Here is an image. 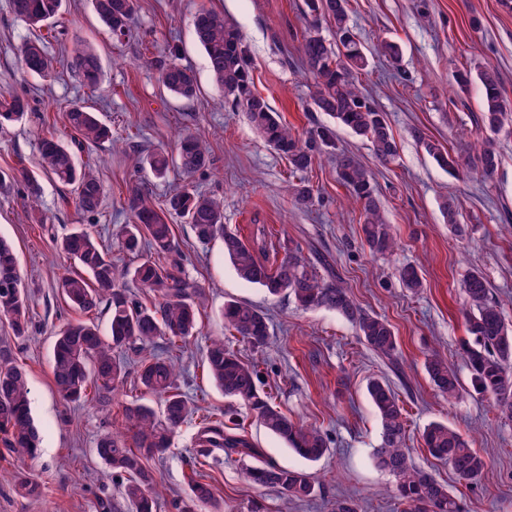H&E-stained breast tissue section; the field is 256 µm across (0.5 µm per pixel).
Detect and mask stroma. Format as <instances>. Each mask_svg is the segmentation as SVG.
<instances>
[{"mask_svg": "<svg viewBox=\"0 0 512 512\" xmlns=\"http://www.w3.org/2000/svg\"><path fill=\"white\" fill-rule=\"evenodd\" d=\"M222 12L241 31L256 91L299 136L328 123L308 97L310 78L301 65L308 29L304 0H137L126 36H113L92 0H65L51 31L47 52L56 60L47 77L25 72L21 46L33 29L0 0V97L28 98L26 121L0 128V237L17 251L19 270L30 298L32 328L14 338L0 321V354L22 366L31 386V410L42 443L36 459L21 461L0 445V512H127L123 482L98 458L101 435L122 430L119 409L141 396L128 377L111 403L78 406L56 392L50 361L54 330L80 320L79 311L58 295L56 284L72 263L56 243L75 225L91 224L103 240L116 241L130 220L123 205L129 188L139 186L154 203L184 188L224 201V222L245 239L258 228L270 232L274 247L297 245L320 274L347 286L367 312L385 317L398 341L400 368L392 370L358 338L353 325L323 308L304 310L286 297L268 296L241 280L221 245L203 247L190 225L170 217L189 273L202 285L205 308L201 332L178 361L176 384L202 412L228 413L243 424L257 448L275 464L310 472L318 486L314 498L284 506L277 491L253 484L236 457L196 459L194 423L184 424L163 458L149 461L158 481L156 512H178L197 474L216 490L223 512H327L339 497L355 499L361 512H402L391 478L373 465L379 420L367 396L373 377L388 379L408 414L406 444L417 465L447 485L464 512H512V425L500 422L491 401L468 390L449 402L424 369L429 352L445 354L462 383L470 381L463 360L469 340L460 282L482 272L512 324V132L497 136L501 162L489 177L476 175L475 145L486 136L474 121L480 112L477 85L460 91L456 71L494 66L512 104V6L503 0H348L349 24L367 47L382 40L398 43V64L373 56L359 77L375 104L386 113L398 145L388 164L370 143L348 130L337 132V150L353 154L370 171L398 249L393 256L372 255L360 240L361 208L347 196L336 172V157L323 153L301 175L252 127L244 112L231 108L213 84L204 51L193 35L200 7ZM92 46L102 68L93 87L83 85L68 61L75 45ZM193 70L200 92L191 101L163 89L159 77L170 55ZM81 104L97 112L112 130L109 141L78 150V162H94L104 187L98 212L81 211L69 190L40 172L39 142L51 134L66 145L76 136L64 112ZM420 128L461 160L459 170L440 168L412 136ZM187 130L210 146V165L193 176L170 170L157 179L138 165L147 151H175L174 135ZM38 175L42 194L36 209L26 205L23 184L10 182L13 169ZM313 188L309 207L296 205L294 185ZM455 197L463 237L448 227L440 203ZM413 265L423 281L420 293L402 287L400 266ZM245 300L271 319V336L262 352L231 340V347L258 364L261 387L295 419L320 428L331 452L310 462L269 434L249 410L225 397L202 369L213 337L224 335L222 309ZM459 430L485 460L481 479L458 478L447 463L432 458L420 435L431 421ZM41 487L36 497L15 491L18 472Z\"/></svg>", "mask_w": 512, "mask_h": 512, "instance_id": "1", "label": "stroma"}]
</instances>
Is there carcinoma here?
Here are the masks:
<instances>
[{"mask_svg":"<svg viewBox=\"0 0 512 512\" xmlns=\"http://www.w3.org/2000/svg\"><path fill=\"white\" fill-rule=\"evenodd\" d=\"M102 22L120 37L129 31L135 0H94ZM63 0H11L14 14L32 28H39L56 18ZM307 22L317 18L333 21L336 44H328L314 31H309L303 44V66L312 80L310 100L315 110L326 113L333 125L319 126L300 142L288 125L282 123L265 98L252 89L246 49L239 29L224 14L201 9L194 17L193 34L206 54L212 80L224 91L232 106L246 113L249 122L274 150L288 159L293 172L312 168L322 148L335 147L334 127L342 126L367 139L375 156L382 162L392 161L398 153L386 113L382 112L355 79V74L369 65L368 49L358 40L349 25L347 0H306ZM27 72L41 76L54 69V58L48 55L39 39L21 47ZM84 84L93 86L100 77L97 55L88 47L74 51L70 63ZM480 82L481 112L476 125L498 134L512 113L503 96L500 74L491 65L477 74ZM161 82L168 92L190 100L197 94V80L192 70L171 61L161 70ZM29 101L21 96L0 99V125L21 120ZM69 126L77 133L79 145H93L112 139L111 130L96 114L80 104L66 114ZM413 137L441 167L458 168L457 160L441 144L420 130ZM41 165L62 186L73 192L76 204L86 213L98 210L103 189L93 167L81 164L74 152L55 137H44L40 143ZM142 168L157 177H165L170 168L178 167L191 176L209 163V148L190 134L179 140L177 157L149 151L139 157ZM500 154L491 138L477 147V167L485 176L495 173ZM336 169L350 198L361 205L362 240L376 255L394 252L396 240L392 225L381 214L375 188L367 169L348 152L336 155ZM17 177L27 189V201L33 207L41 196V187L29 171L22 168ZM127 210L134 220L122 227L118 248L137 257L148 251L147 259L124 270L112 264V246L88 227H80L62 238L60 251L79 268L65 273L58 284L63 299L72 308L90 314L100 307L109 313L108 335H102L98 324L76 321L61 327L55 334L52 376L59 395L72 403L101 401L117 390L127 376L122 353L131 347L156 346L164 342L162 354L141 362L137 381L144 392L163 400L162 414L143 403L121 406L126 428L132 432L127 440L123 432L102 435L97 453L111 474L125 479L123 495L131 512H153L154 501L149 491L155 483L148 469L149 459L162 455L170 439L198 412L194 400L175 387L177 364L173 354L183 352L187 340L198 330L203 304L200 283L186 270L183 254L175 241L173 225L167 216L176 214L189 224L197 241L208 246L219 240L224 256L232 262L237 274L248 283L262 288L270 296L287 295L307 308L332 310L352 322L360 341L392 368L399 367L397 338L391 324L383 317L365 312L350 291L339 282L325 280L298 247H288L281 256L266 258L264 232L252 240L224 224V204L220 199L184 189L170 195L165 207L147 205L141 192L132 190ZM443 217L459 233L458 207L451 197L441 206ZM131 278L150 296L144 303L120 286ZM405 288L417 293L423 282L416 269L405 266L400 271ZM462 292L469 305L466 328L472 341L464 347V361L474 390L493 399L499 418L512 422V325L506 322L500 304L492 298L491 285L483 273L473 271L463 281ZM224 323L234 337L254 349L267 345L270 318L256 306L230 299L224 303ZM0 320L8 323L17 338L28 333L29 297L10 244L0 239ZM209 378L224 395L243 403L257 421L272 435L303 459L315 462L329 451L323 432L305 426L289 416L259 386L258 368L242 360L220 337L211 341L205 355ZM425 369L434 387L448 399L461 392L457 372L447 358L430 352ZM367 394L379 420L380 434L373 460L376 466L392 476L398 498L408 512H461L459 503L444 484L411 462L406 448L404 406L390 383L371 378ZM29 382L23 368L0 355V443L19 457L33 458L40 443V431L30 411ZM424 447L431 456L443 460L462 480L474 483L483 474L482 457L455 429L442 422H431L422 432ZM197 455L208 458L217 452L236 454L246 463L249 478L256 484L277 490L285 502H303L316 493L314 478L302 469L283 468L261 460V451L246 436L226 426L219 415L201 418L195 433ZM188 501L180 512H197L209 506L220 512L211 485L190 479Z\"/></svg>","mask_w":512,"mask_h":512,"instance_id":"obj_1","label":"carcinoma"}]
</instances>
